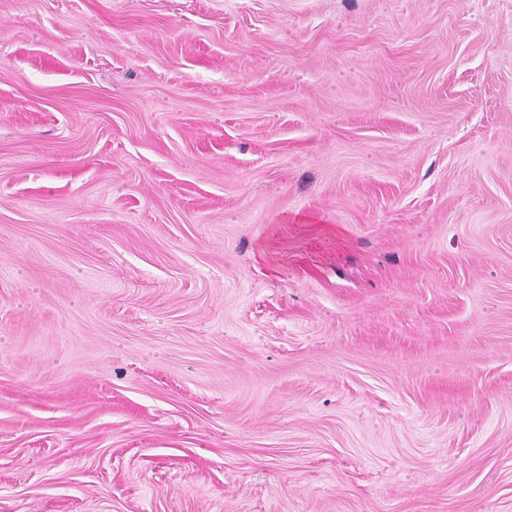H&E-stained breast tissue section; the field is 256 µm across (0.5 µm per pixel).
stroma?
I'll return each instance as SVG.
<instances>
[{
    "label": "stroma",
    "instance_id": "1",
    "mask_svg": "<svg viewBox=\"0 0 512 512\" xmlns=\"http://www.w3.org/2000/svg\"><path fill=\"white\" fill-rule=\"evenodd\" d=\"M0 512H512V0H0Z\"/></svg>",
    "mask_w": 512,
    "mask_h": 512
}]
</instances>
